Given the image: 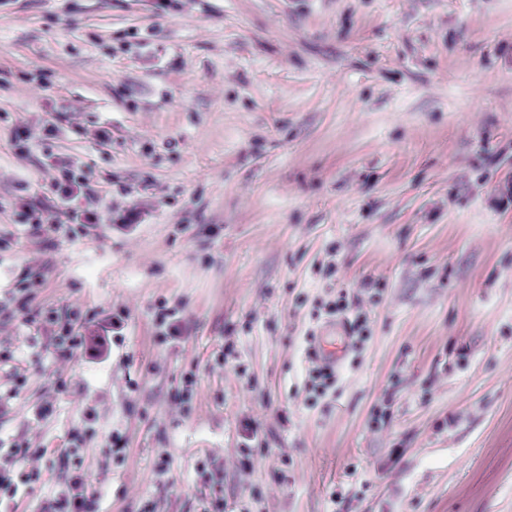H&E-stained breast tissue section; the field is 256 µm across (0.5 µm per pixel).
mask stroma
Wrapping results in <instances>:
<instances>
[{
  "label": "stroma",
  "mask_w": 512,
  "mask_h": 512,
  "mask_svg": "<svg viewBox=\"0 0 512 512\" xmlns=\"http://www.w3.org/2000/svg\"><path fill=\"white\" fill-rule=\"evenodd\" d=\"M168 2L0 0V301L30 267L34 306L126 315L99 362L1 320L27 382L0 370V439L93 428L101 512H512V0ZM47 150L109 188L53 248L12 209ZM342 290L370 336L316 399L306 332L344 335L316 319ZM155 336L163 342L177 340L183 333L182 317L176 308L162 306L154 317Z\"/></svg>",
  "instance_id": "1"
}]
</instances>
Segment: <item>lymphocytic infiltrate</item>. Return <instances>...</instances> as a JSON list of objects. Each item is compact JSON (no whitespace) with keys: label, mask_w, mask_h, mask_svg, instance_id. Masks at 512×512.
Instances as JSON below:
<instances>
[{"label":"lymphocytic infiltrate","mask_w":512,"mask_h":512,"mask_svg":"<svg viewBox=\"0 0 512 512\" xmlns=\"http://www.w3.org/2000/svg\"><path fill=\"white\" fill-rule=\"evenodd\" d=\"M46 166L53 169L52 190L47 195L20 197L18 222L31 236L55 246L58 239L74 235L76 230L102 223V194L97 183L77 173L65 159L48 155ZM41 280L40 274L28 271L9 291L6 308L8 319L23 323H41L48 346L55 358L97 360L111 353V341L103 336L86 334V320L80 312L60 307L45 312L33 309L32 288ZM324 319L343 322L355 345H362L369 334L366 318L356 311L347 292H339L323 306ZM88 432L72 429L62 447L49 450L14 444L0 454V512H18L23 488L39 481L36 471L19 469L21 460L47 459L51 467L68 472V486L38 503L39 512H99L100 496L82 468L80 453L86 445Z\"/></svg>","instance_id":"lymphocytic-infiltrate-1"}]
</instances>
